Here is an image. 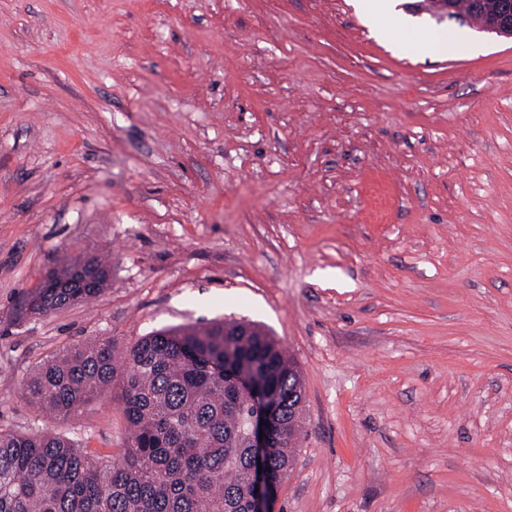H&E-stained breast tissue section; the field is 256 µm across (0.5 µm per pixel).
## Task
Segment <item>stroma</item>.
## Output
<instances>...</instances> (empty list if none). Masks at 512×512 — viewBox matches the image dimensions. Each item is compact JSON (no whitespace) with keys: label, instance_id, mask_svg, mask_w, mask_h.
Wrapping results in <instances>:
<instances>
[{"label":"stroma","instance_id":"1","mask_svg":"<svg viewBox=\"0 0 512 512\" xmlns=\"http://www.w3.org/2000/svg\"><path fill=\"white\" fill-rule=\"evenodd\" d=\"M354 3L0 0V429L120 454L26 378L245 319L306 397L274 512H512V40ZM80 252L103 292L26 312Z\"/></svg>","mask_w":512,"mask_h":512}]
</instances>
